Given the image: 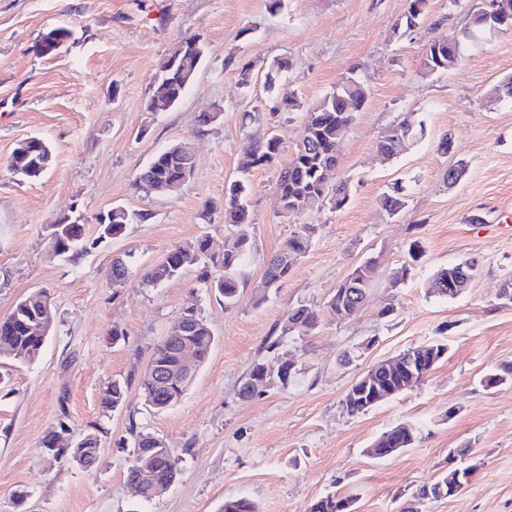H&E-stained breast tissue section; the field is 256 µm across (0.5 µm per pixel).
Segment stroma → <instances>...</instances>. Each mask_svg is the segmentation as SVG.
Here are the masks:
<instances>
[{"instance_id":"stroma-1","label":"stroma","mask_w":512,"mask_h":512,"mask_svg":"<svg viewBox=\"0 0 512 512\" xmlns=\"http://www.w3.org/2000/svg\"><path fill=\"white\" fill-rule=\"evenodd\" d=\"M489 0H429L413 28L408 0H0V318L25 294L55 297V324L40 356L25 363L0 354V512H218L225 498L246 496L260 512H308L320 497H352L353 512H399L422 485L448 468V453L469 447L478 470L449 498L420 512H512V381L483 386L484 376L512 361V304L499 288L512 276V101L488 91L512 76V31L469 48L453 69L427 74L429 43L452 40ZM71 35L48 57L32 47L42 33ZM207 47L194 86L174 109L149 112L162 62L184 37ZM288 61L286 90L302 109L284 111L264 87L266 64ZM252 64L250 89L240 69ZM348 76L367 101L337 148L335 181L351 198L340 211L322 207L288 220L275 183L280 165L252 169L246 225L253 250L242 269L236 304L205 288L199 268L152 287L139 268L174 245L208 236L224 250L220 214L203 221L205 202H222L240 175L245 135L275 129L289 159L304 108ZM216 119L200 125L202 113ZM423 120V138L393 161L379 156L380 135L407 115ZM44 137L52 164L40 179H19L5 166L16 144ZM450 137V152L439 151ZM193 144L195 169L180 191L147 195L134 180L162 148ZM465 161L455 187L450 166ZM407 207L389 217L380 198L393 183ZM146 213L123 235L78 263L49 252L52 224L95 218L113 206ZM315 225L306 252L261 306L251 294L291 233ZM423 256L400 287L392 270L413 240ZM134 268L112 281L115 257ZM378 264L356 315L341 321L326 308L334 288L365 258ZM475 264L464 293L428 294L435 270ZM305 303L320 324L307 339L282 335L288 311ZM391 315H382L386 304ZM196 306L215 343L183 399L149 408L131 387L128 408L104 411L102 387L140 375L154 345L182 310ZM120 341H113V329ZM279 341L269 350L270 341ZM434 341L448 351L428 378L367 412L352 416L343 398L374 364ZM353 361L340 362L343 351ZM295 360L298 373L245 399L239 394L254 361L277 370ZM413 426L415 443L394 457L368 455L384 431ZM66 426L69 438L96 432L99 459L86 468L54 461L43 438ZM163 439L180 460L170 489L149 501L126 482L134 430Z\"/></svg>"}]
</instances>
